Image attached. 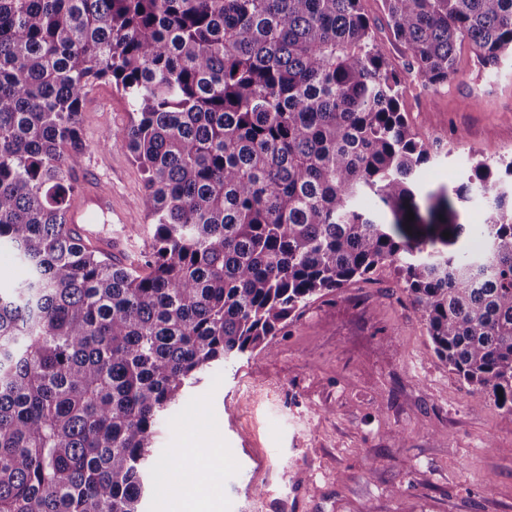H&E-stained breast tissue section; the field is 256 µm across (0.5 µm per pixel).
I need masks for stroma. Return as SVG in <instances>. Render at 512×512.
<instances>
[{
    "instance_id": "1",
    "label": "stroma",
    "mask_w": 512,
    "mask_h": 512,
    "mask_svg": "<svg viewBox=\"0 0 512 512\" xmlns=\"http://www.w3.org/2000/svg\"><path fill=\"white\" fill-rule=\"evenodd\" d=\"M458 69L438 92L412 75L403 88L412 129L441 145L415 173L423 190L458 185L475 160L512 157V60L487 75L466 46ZM129 112L96 83L71 170L79 186L111 189V214L84 231L124 263L151 236L143 174L98 141ZM274 345V356L209 369L160 425L156 460L205 472L218 512H512V415L439 361L394 269L312 303ZM172 482L152 469L144 512H190Z\"/></svg>"
}]
</instances>
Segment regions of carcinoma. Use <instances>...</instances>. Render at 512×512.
I'll return each instance as SVG.
<instances>
[{
	"mask_svg": "<svg viewBox=\"0 0 512 512\" xmlns=\"http://www.w3.org/2000/svg\"><path fill=\"white\" fill-rule=\"evenodd\" d=\"M383 5L402 70L362 0H0V247L24 270L0 291V512H142L185 389L386 267L436 356L512 414V161L424 192L439 146L401 109L404 75L437 90L466 43L487 71L512 55V0ZM101 80L132 112L99 146L145 175L136 265L67 222Z\"/></svg>",
	"mask_w": 512,
	"mask_h": 512,
	"instance_id": "cac0c4a2",
	"label": "carcinoma"
}]
</instances>
